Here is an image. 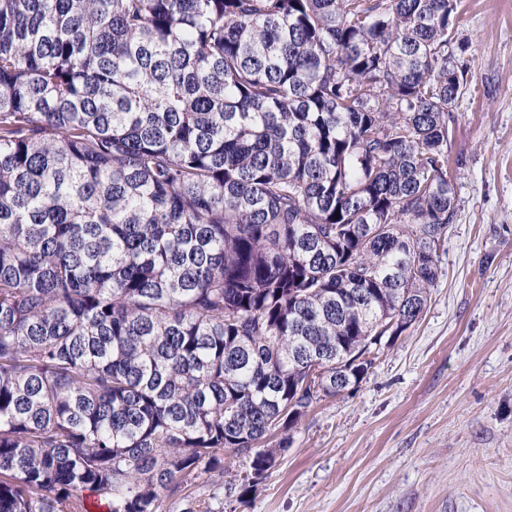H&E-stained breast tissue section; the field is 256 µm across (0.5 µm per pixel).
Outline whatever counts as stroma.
I'll return each instance as SVG.
<instances>
[{
    "label": "stroma",
    "instance_id": "stroma-1",
    "mask_svg": "<svg viewBox=\"0 0 512 512\" xmlns=\"http://www.w3.org/2000/svg\"><path fill=\"white\" fill-rule=\"evenodd\" d=\"M456 218L419 322L224 512H512V0H458Z\"/></svg>",
    "mask_w": 512,
    "mask_h": 512
}]
</instances>
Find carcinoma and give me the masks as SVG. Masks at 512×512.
I'll return each mask as SVG.
<instances>
[{
  "instance_id": "carcinoma-1",
  "label": "carcinoma",
  "mask_w": 512,
  "mask_h": 512,
  "mask_svg": "<svg viewBox=\"0 0 512 512\" xmlns=\"http://www.w3.org/2000/svg\"><path fill=\"white\" fill-rule=\"evenodd\" d=\"M456 14L0 0V512H221L226 454L242 498L422 317Z\"/></svg>"
}]
</instances>
